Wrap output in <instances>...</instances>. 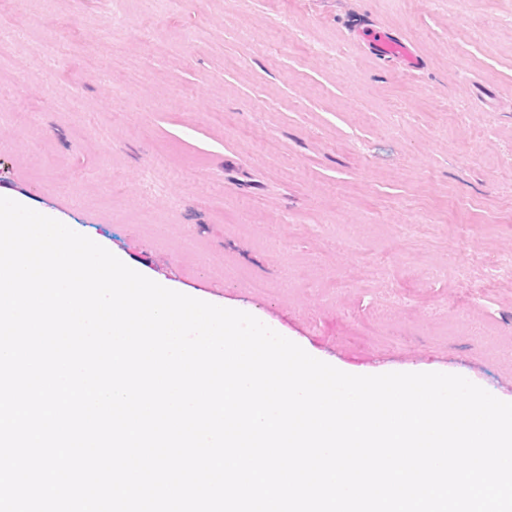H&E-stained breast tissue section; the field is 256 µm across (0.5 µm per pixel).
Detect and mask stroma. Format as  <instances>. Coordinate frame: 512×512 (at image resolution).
I'll return each mask as SVG.
<instances>
[{
    "instance_id": "obj_1",
    "label": "stroma",
    "mask_w": 512,
    "mask_h": 512,
    "mask_svg": "<svg viewBox=\"0 0 512 512\" xmlns=\"http://www.w3.org/2000/svg\"><path fill=\"white\" fill-rule=\"evenodd\" d=\"M0 39V196L344 372L512 402V0H0ZM370 29L367 33H362V37L380 59L399 60L406 69L420 70L422 58L411 42L392 36L380 28Z\"/></svg>"
}]
</instances>
